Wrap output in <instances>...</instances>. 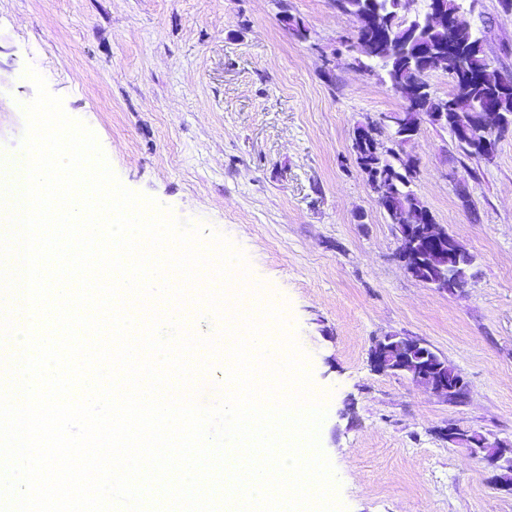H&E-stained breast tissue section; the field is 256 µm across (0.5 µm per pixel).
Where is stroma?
I'll return each instance as SVG.
<instances>
[{
    "instance_id": "1",
    "label": "stroma",
    "mask_w": 512,
    "mask_h": 512,
    "mask_svg": "<svg viewBox=\"0 0 512 512\" xmlns=\"http://www.w3.org/2000/svg\"><path fill=\"white\" fill-rule=\"evenodd\" d=\"M462 8L512 75V13ZM356 30L331 0H0V163L21 152L34 68L126 188L245 255L327 402L319 442L346 512H512L493 470L443 437L454 424L512 442V131L487 159L427 122L406 145L416 196L474 257L462 292L415 280L352 151L357 126L404 108L354 67ZM390 334L446 357L466 400L374 371Z\"/></svg>"
}]
</instances>
